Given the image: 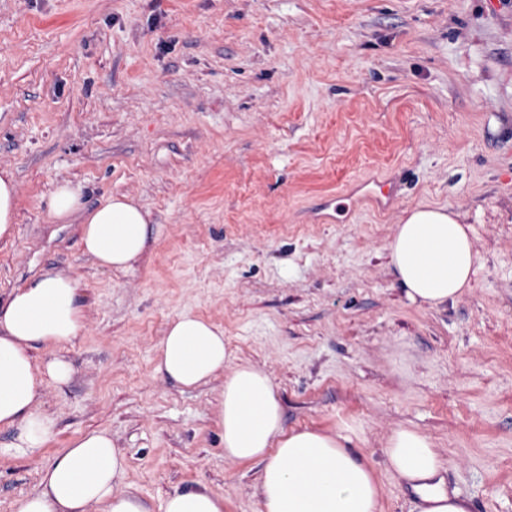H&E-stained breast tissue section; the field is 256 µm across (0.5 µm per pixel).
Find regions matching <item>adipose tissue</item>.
<instances>
[{"label":"adipose tissue","mask_w":512,"mask_h":512,"mask_svg":"<svg viewBox=\"0 0 512 512\" xmlns=\"http://www.w3.org/2000/svg\"><path fill=\"white\" fill-rule=\"evenodd\" d=\"M49 211L58 220L82 216L84 252L98 265L121 269L144 252L148 213L132 198L108 197L82 212L78 190L57 187ZM390 267L408 299L436 308L471 284L478 253L458 214L420 206L386 245ZM79 281L48 271L12 291L0 308V427L17 428L15 452L33 454L55 431L41 407L45 382L66 384L64 358L35 362L34 344L71 341L84 322ZM155 371L190 388L223 378L215 410L225 457L259 466L255 490L261 512H384L383 476L411 487L420 512H471L468 498L445 488V461L429 437L401 427L384 440V471L350 446L352 428L286 430L270 376L250 363L231 364L224 331L189 311L176 314L161 340ZM126 459L111 435L93 430L76 438L43 470L40 488L17 512H149L137 496L119 491ZM164 512H224V495L208 487L169 493Z\"/></svg>","instance_id":"1"}]
</instances>
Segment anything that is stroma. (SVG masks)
<instances>
[{
  "label": "stroma",
  "instance_id": "35a3bbf8",
  "mask_svg": "<svg viewBox=\"0 0 512 512\" xmlns=\"http://www.w3.org/2000/svg\"><path fill=\"white\" fill-rule=\"evenodd\" d=\"M4 170L19 194L0 304L66 268L85 319L32 350L74 374L44 386L56 433L37 454L0 428V512L91 430L149 512L199 485L260 512L257 465L224 456L221 380L154 370L182 311L269 373L286 429L349 424L377 466L391 430L416 429L472 512H512V0H0ZM395 176L393 209L312 223L352 182ZM64 183L86 210L142 205V257L89 258L78 218L49 212ZM421 204L459 214L479 255L437 309L407 298L385 250Z\"/></svg>",
  "mask_w": 512,
  "mask_h": 512
}]
</instances>
